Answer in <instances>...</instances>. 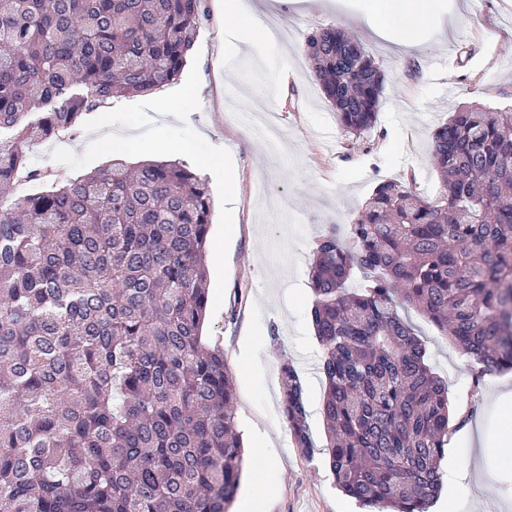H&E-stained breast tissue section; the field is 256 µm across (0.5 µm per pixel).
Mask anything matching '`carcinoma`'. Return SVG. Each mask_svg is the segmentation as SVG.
<instances>
[{
	"instance_id": "cac0c4a2",
	"label": "carcinoma",
	"mask_w": 512,
	"mask_h": 512,
	"mask_svg": "<svg viewBox=\"0 0 512 512\" xmlns=\"http://www.w3.org/2000/svg\"><path fill=\"white\" fill-rule=\"evenodd\" d=\"M203 0H0V512H231L242 441L224 352L201 330L211 194L183 163H113L21 195L34 143L118 93L176 80ZM305 47L346 133L377 118L384 76L338 27ZM434 197L385 181L309 280L336 486L427 512L442 487L448 384L399 309L449 336L475 380L512 371V112L455 110L432 133ZM368 284L349 290L354 271ZM294 446L306 394L280 366Z\"/></svg>"
}]
</instances>
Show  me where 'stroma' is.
Returning a JSON list of instances; mask_svg holds the SVG:
<instances>
[{
	"label": "stroma",
	"mask_w": 512,
	"mask_h": 512,
	"mask_svg": "<svg viewBox=\"0 0 512 512\" xmlns=\"http://www.w3.org/2000/svg\"><path fill=\"white\" fill-rule=\"evenodd\" d=\"M220 0H205L207 17L181 71L195 97L174 119L140 96H122L107 111L113 130L137 141L123 163L167 159L174 142L191 144L182 161L198 169L214 150L234 162L237 230L224 223V177L206 175L212 199L209 298L205 344L220 348L233 376L235 417L245 447L242 488L261 478L267 492L258 512H367L335 485L320 408L323 349L312 320L308 267L317 239L331 225L346 226L377 184L414 177L426 196L440 179L430 164L431 133L457 106L480 103L512 112V0H443L417 48L404 51L373 34L369 0H267L262 23L281 34L256 55H224ZM356 36L385 74L375 125L348 135L315 76L304 43L328 26ZM269 108L283 138L278 158L237 120ZM85 115L79 136L59 142L48 164L64 184L111 164ZM434 372L448 383L452 430L440 462L447 512H489L512 502V444L503 431L512 410L498 398L499 380L512 371L474 378L467 363L419 312L407 309ZM292 361L307 392L315 446L293 444L281 411L279 368ZM476 415H469V408Z\"/></svg>",
	"instance_id": "stroma-1"
}]
</instances>
